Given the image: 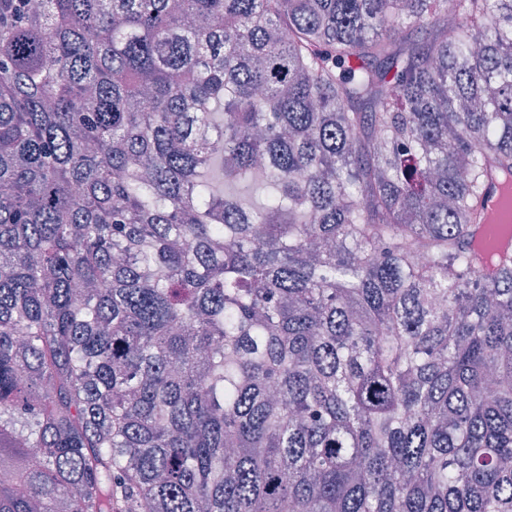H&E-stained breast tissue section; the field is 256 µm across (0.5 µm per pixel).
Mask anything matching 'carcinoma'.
Here are the masks:
<instances>
[{
    "instance_id": "cac0c4a2",
    "label": "carcinoma",
    "mask_w": 512,
    "mask_h": 512,
    "mask_svg": "<svg viewBox=\"0 0 512 512\" xmlns=\"http://www.w3.org/2000/svg\"><path fill=\"white\" fill-rule=\"evenodd\" d=\"M445 9L0 0V512H512V0Z\"/></svg>"
}]
</instances>
